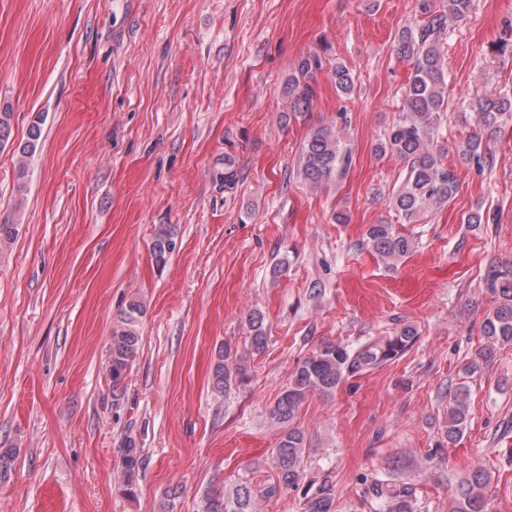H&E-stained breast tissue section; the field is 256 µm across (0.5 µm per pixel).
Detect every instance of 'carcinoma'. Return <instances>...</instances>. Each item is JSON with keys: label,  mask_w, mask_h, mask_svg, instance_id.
Wrapping results in <instances>:
<instances>
[{"label": "carcinoma", "mask_w": 512, "mask_h": 512, "mask_svg": "<svg viewBox=\"0 0 512 512\" xmlns=\"http://www.w3.org/2000/svg\"><path fill=\"white\" fill-rule=\"evenodd\" d=\"M473 0H446L445 9L432 13L427 22L415 31L406 28L399 32L396 50L413 60L412 75L403 92L405 116L392 125L375 152L379 156L396 155L408 163V173L394 196L395 208L408 218L422 216L428 209L447 204L458 190L455 170L446 167L438 151L433 148V133L441 113L448 108L444 95L448 69L437 42L446 30L448 19H463L471 11ZM322 60L308 55L298 65V73L288 80V95L292 111L305 112L313 102L315 90L310 83L312 73L321 69ZM336 89L348 95L355 90L350 70L342 65L334 69ZM469 105L476 112L478 128L461 145V155L477 162L485 158L483 132L499 127L508 117L512 119V98H490L476 94ZM41 138L39 124L29 128L27 141L18 145L19 153L27 157L37 148ZM303 178L321 186L343 175L350 163V153L331 131L317 129L306 139L301 151ZM372 250L388 265L404 257L412 247V240L397 232L390 224H372L367 230ZM173 243L169 224L160 225L154 234L152 253L156 264L164 265L169 257L168 247ZM486 288L495 297L483 321V335L491 344H512V265L494 266L485 276ZM143 304L136 298L129 301L112 328L108 375L112 394H117L131 369L141 336L139 321ZM250 349L262 351L268 336L264 328V314L256 309L248 318ZM417 331L404 326L385 340L366 345L356 351L334 342L323 343L300 364L278 394L269 409L270 422L280 430V437L271 452L269 467L276 482L255 490L247 483L236 486L233 493L208 492L203 512H258V500L271 497L280 490L298 488L303 479L307 448L304 431L297 426L302 407L314 395L329 396L349 376L395 361L416 342ZM212 389L218 395H227L235 388L252 381L251 367L243 355L226 344L216 355L212 368ZM468 389L461 385L450 396L448 406V443L453 444L467 427ZM142 465L140 450L130 445L122 461L124 494L135 495L136 478ZM490 475L477 467L462 482L458 497L448 512H486L485 491ZM376 498L381 500L383 512H416L417 500L408 486L388 489L376 482L372 485ZM304 512H336L334 485L325 480L311 484L304 496Z\"/></svg>", "instance_id": "carcinoma-1"}]
</instances>
